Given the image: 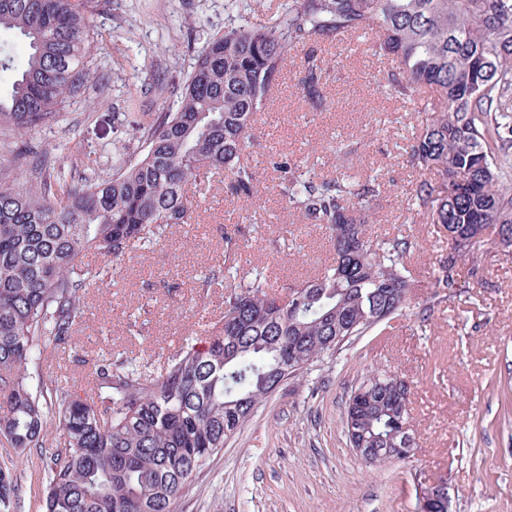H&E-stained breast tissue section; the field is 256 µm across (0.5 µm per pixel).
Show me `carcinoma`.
Here are the masks:
<instances>
[{
  "label": "carcinoma",
  "mask_w": 512,
  "mask_h": 512,
  "mask_svg": "<svg viewBox=\"0 0 512 512\" xmlns=\"http://www.w3.org/2000/svg\"><path fill=\"white\" fill-rule=\"evenodd\" d=\"M90 0H0V32L27 47L0 93V125L18 130L56 118L86 82L84 34ZM376 33L394 57L386 90L419 103V133L405 153L420 179L411 194L422 224L463 238L499 234L512 247V0H288L268 22L231 26L208 40L172 92L178 106L157 117L136 163L108 178L66 186L45 166L26 188L0 184V440L49 461L41 512H169L170 503L278 387L346 342L401 312L419 287L406 263L409 236L372 244L365 217L377 179H324L278 163L282 193L310 224L329 232L332 262L313 280L271 291L255 268L243 286L225 282L224 321L154 372L133 358L101 357L93 394L44 373L42 349L64 348L85 319L82 297L100 272L136 245L155 247L173 224H193L188 192L214 174L231 194L254 197L256 172L243 161L258 113L291 48H309L299 89L324 107V43ZM237 239L224 236V268L237 269ZM483 278L465 245L443 252L429 287L439 303ZM410 387L374 372L344 413L353 448H379L369 466L403 461L414 447ZM59 436H46L49 418ZM18 479L0 467V512H12Z\"/></svg>",
  "instance_id": "cac0c4a2"
}]
</instances>
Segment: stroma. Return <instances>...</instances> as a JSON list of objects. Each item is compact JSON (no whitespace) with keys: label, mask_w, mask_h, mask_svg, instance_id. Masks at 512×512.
<instances>
[{"label":"stroma","mask_w":512,"mask_h":512,"mask_svg":"<svg viewBox=\"0 0 512 512\" xmlns=\"http://www.w3.org/2000/svg\"><path fill=\"white\" fill-rule=\"evenodd\" d=\"M94 3L85 91L47 124L25 131L0 126L1 183L30 185L36 154L70 186L139 159L141 123L177 107L167 84L186 77L208 39L236 17L226 0ZM305 54V47L291 49L270 110L255 119L252 203L231 196L223 177L213 176L200 190L206 201L196 223L169 227L164 245L129 250L115 275L104 274L86 294L85 321L71 348L44 349V368L80 385L88 364L104 353L161 370L224 318L223 286L201 282L223 268L227 232L242 244L241 271L262 269L275 286L321 269L330 256L328 235L290 208L273 167L277 158L307 163L328 179L346 170L374 177L381 193L371 204L368 232L418 241L408 266L421 288L403 314L288 380L207 461L170 512H418L424 479L447 483L451 512H512V259L485 243L483 282L458 299L431 304L428 284L441 242L407 204L419 174L405 148L420 115L413 103L387 95L391 59L376 50L374 33L323 47L338 65L318 111L299 90ZM131 112L140 125L129 123ZM341 141L358 143V154L338 157ZM426 307L431 315L424 320ZM374 370L412 383L415 450L380 467L365 466L343 426L350 395ZM0 462L21 485L15 512H40L43 461L0 447Z\"/></svg>","instance_id":"1"}]
</instances>
